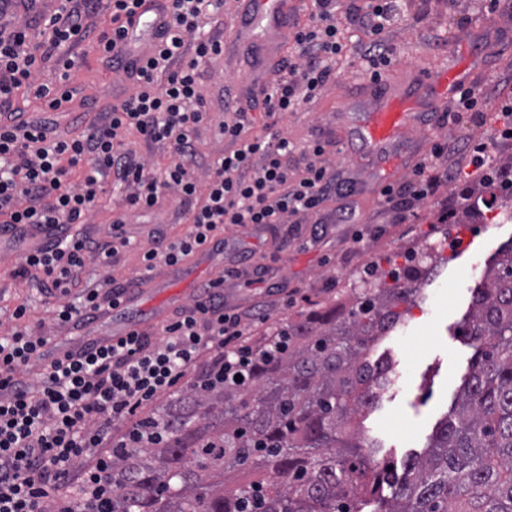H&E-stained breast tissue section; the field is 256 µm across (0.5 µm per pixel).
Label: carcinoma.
Instances as JSON below:
<instances>
[{"label":"carcinoma","mask_w":512,"mask_h":512,"mask_svg":"<svg viewBox=\"0 0 512 512\" xmlns=\"http://www.w3.org/2000/svg\"><path fill=\"white\" fill-rule=\"evenodd\" d=\"M428 265L380 263L336 309L300 311L253 345L247 381L171 396L112 464V500L81 512H360L383 491L376 444L351 431L391 382L366 350L405 321ZM474 353L449 418L393 485L386 512H512V246L459 328Z\"/></svg>","instance_id":"carcinoma-1"}]
</instances>
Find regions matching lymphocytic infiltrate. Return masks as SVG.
Returning <instances> with one entry per match:
<instances>
[{"label":"lymphocytic infiltrate","instance_id":"1","mask_svg":"<svg viewBox=\"0 0 512 512\" xmlns=\"http://www.w3.org/2000/svg\"><path fill=\"white\" fill-rule=\"evenodd\" d=\"M211 2L159 0L160 36L131 62L127 26L142 0H61L53 13L40 14L34 28L8 22L17 0H0V234L22 245L10 277L38 280L42 298L54 302L58 325L85 326L102 309L127 300L120 285L87 288L80 303L69 300L88 265H113L132 245L122 216L113 218L107 241L79 230L98 209L105 180L124 187L126 208L138 213L152 211L167 194L177 196L187 230L155 240L142 255L147 272L220 251L226 227L284 224L318 213L329 195L342 192L321 162L326 140L298 144L277 134L256 136L253 116L238 106L228 107L219 124L228 149L199 181L197 137L211 119L202 73L224 55L223 38L206 30L214 22ZM102 9L110 25L91 35L86 21ZM336 12V0H313L308 22L292 24L298 52L282 60V79L262 91L265 118L306 108L335 78L336 62L348 51ZM394 16L395 0H361L353 15L366 37L360 66L376 85L392 63L385 33ZM86 42L106 67L130 81L132 93L77 137L57 136L43 120H21L14 105L21 92L50 111H69L71 53ZM49 58L56 71L44 81L41 63ZM140 143L168 146L166 167L148 168L136 149ZM461 151L469 167L491 180L486 144L464 150L447 139L416 164L407 186L411 196L432 195L439 178L455 180L457 169L439 177L432 162ZM202 293L162 324L160 337L133 328L118 339H91L53 354L40 327L29 323V304L15 306L14 326L0 336V512H75L76 495L110 498L116 451L137 446L145 408L184 389L196 373L230 380L243 373V314L226 307L223 278L206 282ZM37 361L45 367L32 387L19 373ZM117 423L127 426L119 438L112 434Z\"/></svg>","mask_w":512,"mask_h":512}]
</instances>
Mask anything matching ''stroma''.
Here are the masks:
<instances>
[{"label":"stroma","mask_w":512,"mask_h":512,"mask_svg":"<svg viewBox=\"0 0 512 512\" xmlns=\"http://www.w3.org/2000/svg\"><path fill=\"white\" fill-rule=\"evenodd\" d=\"M223 19V37L232 47L223 60L205 70L202 80L214 113L220 112L225 96L240 107L252 106L259 89L248 80V73L264 72L270 84L277 78L272 69L276 56L256 60L246 45L235 44L240 17L234 0H226ZM386 39L393 49V64L381 88H374L360 75L356 54H349L316 103L286 113L277 125L281 135L297 142L322 134L334 141L323 161L355 190L348 197L331 196L323 202L322 212L328 219L325 227L307 217H294L273 228L230 227L224 231L222 254L198 255L181 269L160 265L147 273L141 256L154 239L172 240L186 229L177 201L167 196L153 215L130 216L126 229L134 246L123 250L114 265L90 270L85 279L91 287L109 279L126 285L129 299L124 308L78 329L54 325L36 282L9 277L19 249L11 238L0 235V333L10 331V314L23 301L30 303L31 322L42 325L52 350L107 337L117 327L154 333L159 318H171L181 307L193 304L202 285L221 276L226 305L245 314L256 302L268 305L266 323L248 324L256 338L309 304L323 305L341 294L352 296L362 286L366 260L402 256L440 237L442 214H459L466 201L489 195L490 188L480 177L466 175L440 183L427 199L411 198L404 204L387 202L380 191L388 184L397 189L405 186L413 165L440 136L463 143H491L496 165L512 164V141L498 140L496 133L498 104L512 98V0H502L494 14L478 8L475 0H458L453 9L448 0H402L398 20ZM74 60L71 109L53 115L58 133L72 137L85 129L96 112L124 97L126 89L121 75L107 68L95 52L75 50ZM446 70L484 88L490 101L487 110L449 112L441 124L432 123L430 116L437 105L427 92L435 77ZM404 96L415 101L416 109L399 147L401 161L385 178L375 164L360 159L350 140L364 112L377 108L380 100ZM342 206L354 210L356 224L337 222ZM486 221L496 224L495 235L481 234L475 224L463 225L462 250L434 267L422 281V296L411 304L404 325L369 352L373 359L390 358L398 379L380 405L361 420L362 431L381 441L377 460L390 468L394 479H401L406 463L427 447L468 373L473 350L458 333L474 287L465 271L471 260L488 263L501 246L512 242V221L497 223L491 212ZM357 231L364 236L359 249L350 243Z\"/></svg>","instance_id":"35a3bbf8"}]
</instances>
